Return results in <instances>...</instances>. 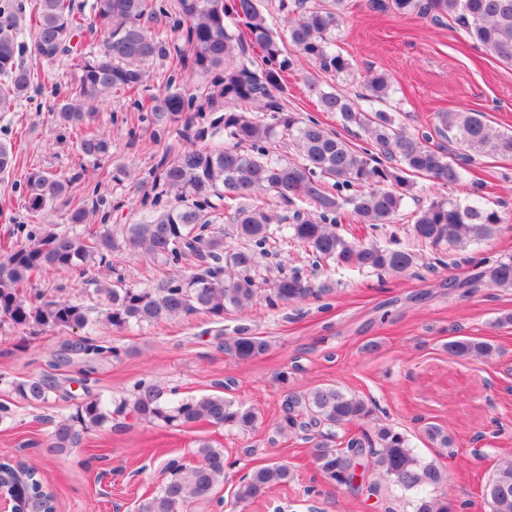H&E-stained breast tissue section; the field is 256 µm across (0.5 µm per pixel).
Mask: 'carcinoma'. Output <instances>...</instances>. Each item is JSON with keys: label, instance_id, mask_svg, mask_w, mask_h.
I'll return each instance as SVG.
<instances>
[{"label": "carcinoma", "instance_id": "cac0c4a2", "mask_svg": "<svg viewBox=\"0 0 512 512\" xmlns=\"http://www.w3.org/2000/svg\"><path fill=\"white\" fill-rule=\"evenodd\" d=\"M367 7L437 24L452 22L487 55L512 65V0H367ZM277 10L286 24L284 34L274 31L259 0H92L86 18L76 15L72 0H36L28 18L16 0H0V113L16 111L31 84L30 71L21 60L26 22L33 33L32 55L50 64L77 53L78 32L87 28L101 34L99 51L80 57L78 92L56 103L60 121L71 128L88 125L98 103L113 91L143 86L154 61L167 55V39L157 30L164 18L174 19V30L186 46L172 59L173 71L189 79L221 71L198 105L170 83L150 98L157 126L181 121L193 135L184 150L165 155L157 168L155 181L173 202L125 226L120 234L86 225L87 204L73 193L71 182L41 171L28 175L27 211L43 215L61 201L69 206V223L81 229L56 232L35 225L28 230V243L5 246L0 259L1 318L29 334L47 328L92 329L101 322L123 329L195 312L220 320L226 310L244 311L252 305L261 263L272 256L270 240L277 235L304 247L317 262L404 275L417 266L414 253L347 237L341 214H352L374 232L391 223L404 200L414 196V178L457 184L479 157H512V132L492 128L484 113L475 110L434 114L435 135L452 143L451 149L434 142L435 135L407 132L401 113L385 109L393 88L384 72L370 71L364 77L359 98L368 103L366 108L339 89L326 91L309 83L320 111L336 114L342 129L365 134L359 147L321 122L285 110L277 94L295 58L312 60L331 75L353 71L351 60L336 49V30L344 23L348 0H278ZM248 47L260 49L259 62L241 59ZM228 102L250 104L252 110L226 111L220 124H205L207 110ZM286 138L297 148L298 158L286 160L277 153L276 143ZM111 146L104 133L80 140L81 152L94 159L108 154ZM15 166L12 148L0 141V179ZM262 194L287 203L301 201L310 214L287 224L284 217L257 203ZM214 197L236 203L229 215L235 246L227 245L224 232L211 228L208 212ZM502 221L498 210L478 200L434 197L414 212L411 232L437 249L463 251L491 237ZM124 250L140 251L174 268L189 256L198 263L185 275L145 288L105 289L108 305L99 314L71 299L31 298L24 292L35 271L84 269ZM473 261L480 265L479 277L512 288V256ZM330 292V282L315 286L297 273L282 274L271 281L267 301L277 307ZM223 347L225 355L248 362L264 356L269 343L240 327L236 335L224 337ZM446 348L452 358L484 359L494 353L489 342L470 338L450 340ZM52 390L43 379L15 386V392L32 403L48 401ZM127 405L137 418L167 425L206 421L248 431L258 419L255 409L222 396L176 398L145 380L135 384ZM371 416L364 399L334 386H319L285 394L277 431L310 433L313 462L336 487L352 488L350 472L368 458L383 478L417 494L415 512H449L448 502L422 494L424 488L445 480L443 471L421 459L404 433L382 425L372 435L339 438V430ZM111 418L106 400L86 399L74 417L55 424L47 452L69 453L82 433L103 427ZM424 434L439 448L452 444L450 435L435 424L425 426ZM195 456L192 463L169 461L165 483L138 500L135 512H185L190 503L210 498L224 483V450L205 441ZM15 469L9 460L0 462L5 489L18 507L54 512L53 495L37 468L27 467L28 474L20 481L12 478ZM290 479L286 463L255 468L238 483L235 503H252ZM482 495L492 512H512L511 461L494 470Z\"/></svg>", "mask_w": 512, "mask_h": 512}]
</instances>
